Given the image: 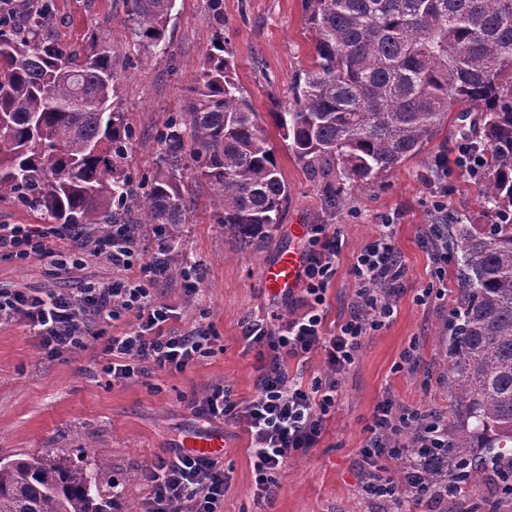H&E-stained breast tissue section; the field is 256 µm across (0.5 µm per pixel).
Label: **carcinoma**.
<instances>
[{
    "instance_id": "carcinoma-1",
    "label": "carcinoma",
    "mask_w": 512,
    "mask_h": 512,
    "mask_svg": "<svg viewBox=\"0 0 512 512\" xmlns=\"http://www.w3.org/2000/svg\"><path fill=\"white\" fill-rule=\"evenodd\" d=\"M176 0H126L127 40L146 57L168 48ZM313 65L294 80L273 124L309 174L366 186L420 153L448 113H478L489 150L480 193L494 224H453L461 291L448 335V392L466 426L425 476L459 487L491 474L512 482V0H303ZM52 0L0 23V199L57 224L103 232L137 224L167 240L187 222L185 161L213 190L224 231L256 245L281 222L287 189L267 130L234 78L224 45L206 53L187 109L159 131L157 171L134 181L122 72L93 34L83 55L40 36ZM95 467L45 457L0 459V512H112Z\"/></svg>"
}]
</instances>
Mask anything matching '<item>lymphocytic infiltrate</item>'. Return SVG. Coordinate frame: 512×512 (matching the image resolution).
Here are the masks:
<instances>
[{
  "mask_svg": "<svg viewBox=\"0 0 512 512\" xmlns=\"http://www.w3.org/2000/svg\"><path fill=\"white\" fill-rule=\"evenodd\" d=\"M342 246L341 237L327 225H311L304 245L303 282L306 293L314 299L313 306L275 330L263 319L245 326L247 344L270 353L259 368L256 397L238 405L231 392L219 384L193 402L198 413L212 422L241 413L251 440L256 489L266 500L271 497V473L319 444L324 418L336 402L337 375L352 365L365 336L391 321L404 291L406 264L392 233L386 231L357 252L352 272L359 288L358 305L336 334L325 335L319 307ZM164 248V239H156L155 259L143 261L131 224L111 225L107 233L91 242L74 224H0L2 255L20 261L37 257L46 260L54 272L67 274L75 265L74 254L79 253L104 260L114 273L112 281L87 283L74 294L0 289V324L26 323L35 330L39 347L55 355L83 348L88 338H104L108 361L102 370L115 383L146 378L158 371H183L211 356L217 338L208 327L183 333L167 329L175 310L157 302L152 294L153 286L169 279L157 261ZM128 312L135 314L136 327L118 336H104L101 322ZM317 349L325 355L326 377L307 387L288 376L283 356ZM407 428L417 431L416 448L442 449L448 445V433L439 422L427 420L417 410L397 412L390 404H379L362 460L372 468L369 491L390 503L395 500L393 474L381 460L398 454L395 438ZM145 479L151 491L144 512H217L224 498V472L208 455L178 453L149 468Z\"/></svg>",
  "mask_w": 512,
  "mask_h": 512,
  "instance_id": "1",
  "label": "lymphocytic infiltrate"
}]
</instances>
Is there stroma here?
<instances>
[{"label": "stroma", "instance_id": "obj_1", "mask_svg": "<svg viewBox=\"0 0 512 512\" xmlns=\"http://www.w3.org/2000/svg\"><path fill=\"white\" fill-rule=\"evenodd\" d=\"M125 17V0H54L47 34L80 51L88 35L97 33L118 60L127 62L120 95L133 131L132 173L139 176L155 167L158 131L170 113L184 111L203 56L220 38L234 62L236 81L268 131L288 190L285 212L262 243L244 247L219 224L210 186L185 179L190 210L179 236L188 259L200 267L197 292L186 295L180 277L174 276L155 288L154 296L178 312L169 329L208 326L217 342L213 356L184 371H161L119 384L86 372L92 363H105L103 339H88L85 349L52 357L25 324L0 326V458L49 453L77 462L83 451H104L108 470L99 481L102 495L119 492L117 512H141L149 493L145 470L173 458L185 436L216 429L224 433V451L218 456L224 499L218 512H388L387 503L366 494L370 476L361 459L376 405L388 400L398 411L420 410L442 419L452 433L462 425L448 393V323L459 293L457 268L449 266L443 280H436L426 233L437 220L431 197L443 188L449 223L494 221L478 180L455 164L463 136L476 132L473 120L450 115L420 153L369 187L342 185L331 208L325 184L307 173L271 119L273 112L287 108L294 79L312 64V31L302 0H222L217 13L210 0H177L167 31L169 51L148 60L126 39ZM388 221L408 270L397 313L387 327L365 337L354 363L339 375L336 406L326 417L319 445L289 459L275 474L271 501L258 499L242 417L229 415L212 423L195 413L190 400L215 384L228 388L242 405L256 397L263 359L243 340L244 322L271 316L285 321L306 309L304 290L275 295L262 282L263 267L290 242L291 225L328 224L345 241L324 304V330L332 334L357 302L352 257ZM111 278V268L102 261L58 277L36 257L24 262L0 258V288L75 292L86 280ZM438 281L444 293L431 292ZM411 346L417 349V362L407 368L401 356ZM491 499L497 500L499 512H512V500L501 497L491 481L468 494L434 504L411 500L404 508L488 512Z\"/></svg>", "mask_w": 512, "mask_h": 512}]
</instances>
